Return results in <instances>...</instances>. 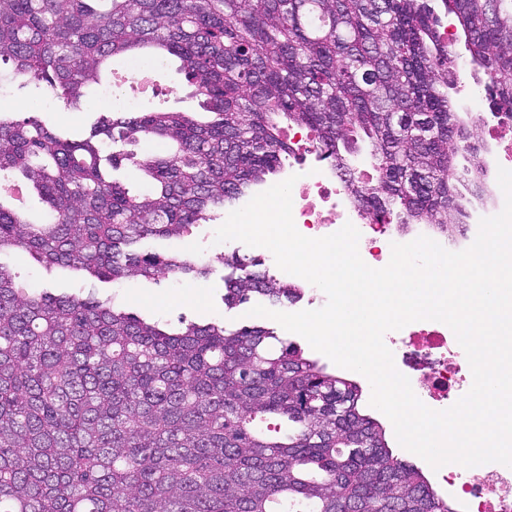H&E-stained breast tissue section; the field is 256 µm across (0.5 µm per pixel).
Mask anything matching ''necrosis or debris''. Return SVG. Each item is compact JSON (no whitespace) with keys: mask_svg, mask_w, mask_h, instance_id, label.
<instances>
[{"mask_svg":"<svg viewBox=\"0 0 512 512\" xmlns=\"http://www.w3.org/2000/svg\"><path fill=\"white\" fill-rule=\"evenodd\" d=\"M492 143L488 151L491 166L512 168V114L493 113L482 122ZM294 151L283 168L284 176H296L292 189L293 218L298 231L324 237L345 223H352L364 244L363 260L381 268L391 258V246L401 235L389 220H379L360 208L344 187L332 164L324 162L318 146L300 131L289 134ZM455 335L444 323L422 320L408 324L403 336H385L397 369L410 374L418 398L429 408L452 406L473 381L464 351L454 346ZM424 363L422 376L411 373V355ZM439 482L448 487L462 504V512H512V468L488 463L472 468L453 467L440 474Z\"/></svg>","mask_w":512,"mask_h":512,"instance_id":"necrosis-or-debris-1","label":"necrosis or debris"}]
</instances>
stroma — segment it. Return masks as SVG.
Instances as JSON below:
<instances>
[{
	"label": "stroma",
	"instance_id": "obj_1",
	"mask_svg": "<svg viewBox=\"0 0 512 512\" xmlns=\"http://www.w3.org/2000/svg\"><path fill=\"white\" fill-rule=\"evenodd\" d=\"M180 66V60L174 58L166 67L161 68L155 78V88L152 92L138 94L135 85L132 84L127 85L126 91L128 94L138 95V106L145 110L198 111V102L189 97ZM218 226V221L214 220L195 225L190 233L180 238L147 239L142 243L143 249L150 251L212 258L213 263L207 280L195 284L173 278H166L157 283L127 279L119 283L93 284L79 273L60 268L48 270L11 254L0 256V264L15 273L19 280L29 282L32 288H47L56 293L83 295L92 290L100 299L114 300L142 315L162 319L173 325L183 318L197 323L221 321L229 326L253 324L254 319L249 316L248 311L250 307L261 304V297L254 295L248 303L234 308L225 307V269L222 264L216 262L215 257L219 254L232 253L246 258L259 256L264 258V267L270 274H278L279 269L268 261V249L250 247L238 241L215 243L214 233ZM189 290L200 293V302L184 301L183 295Z\"/></svg>",
	"mask_w": 512,
	"mask_h": 512
}]
</instances>
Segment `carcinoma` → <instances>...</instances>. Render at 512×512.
Masks as SVG:
<instances>
[{"instance_id":"carcinoma-1","label":"carcinoma","mask_w":512,"mask_h":512,"mask_svg":"<svg viewBox=\"0 0 512 512\" xmlns=\"http://www.w3.org/2000/svg\"><path fill=\"white\" fill-rule=\"evenodd\" d=\"M440 8L490 110L512 113V0H0V97L31 91L25 111L0 109V254L99 282H198L208 262L142 241L189 233L279 172L283 121L314 133L373 216L461 233L458 185L484 169L449 94L458 56ZM127 55L178 58L209 119L99 110L72 135L40 107L82 109ZM147 139L169 152L126 150ZM360 146L369 181L354 176ZM124 161L149 190L114 178ZM17 188L42 208L6 204ZM214 260L228 308L300 297L258 259ZM361 397L271 327L172 326L33 291L0 264V512H456Z\"/></svg>"}]
</instances>
